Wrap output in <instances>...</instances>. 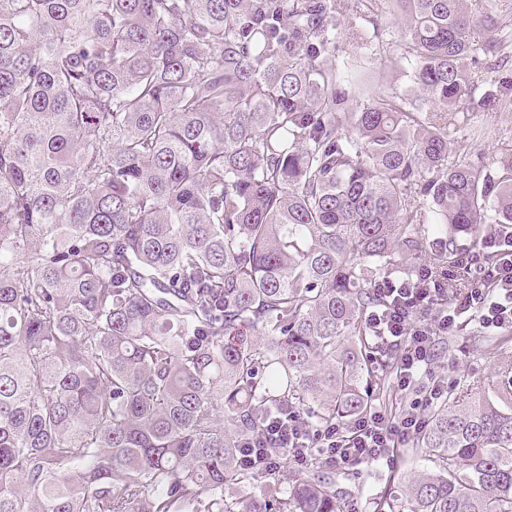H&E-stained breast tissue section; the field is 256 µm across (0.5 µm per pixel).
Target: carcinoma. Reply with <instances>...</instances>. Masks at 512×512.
<instances>
[{"label": "carcinoma", "mask_w": 512, "mask_h": 512, "mask_svg": "<svg viewBox=\"0 0 512 512\" xmlns=\"http://www.w3.org/2000/svg\"><path fill=\"white\" fill-rule=\"evenodd\" d=\"M408 85L344 0H0V512H346L288 488L263 420L350 424L385 388L367 315L460 234L512 224V161L452 158L475 0H388ZM368 99L359 110L351 107ZM438 402L432 463L371 512H512V356ZM235 485L248 494L224 499Z\"/></svg>", "instance_id": "carcinoma-1"}]
</instances>
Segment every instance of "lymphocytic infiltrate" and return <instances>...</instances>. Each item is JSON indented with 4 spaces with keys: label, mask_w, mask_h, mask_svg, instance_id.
<instances>
[{
    "label": "lymphocytic infiltrate",
    "mask_w": 512,
    "mask_h": 512,
    "mask_svg": "<svg viewBox=\"0 0 512 512\" xmlns=\"http://www.w3.org/2000/svg\"><path fill=\"white\" fill-rule=\"evenodd\" d=\"M484 243L494 250L497 262L486 267L474 255L463 254L459 265L474 270L476 282L457 302H445L443 285L429 284L424 274L415 282L386 288L393 301L372 317L378 331L375 353L377 360L393 361L396 388L409 398L400 414L376 407L349 427L315 430L296 415L285 422L271 416L260 430L259 442L278 444L299 463L314 453L346 470L389 463L396 444L420 434L430 408L445 395L443 381L432 375L437 337L457 329L470 312L477 314L483 327H512V234L488 233Z\"/></svg>",
    "instance_id": "1"
}]
</instances>
